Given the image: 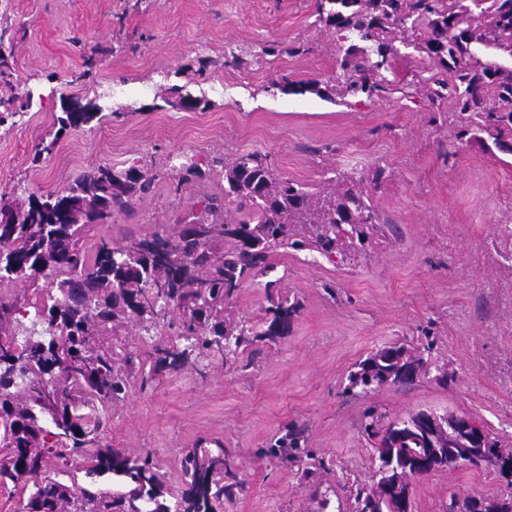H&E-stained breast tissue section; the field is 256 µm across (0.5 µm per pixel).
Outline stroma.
Returning <instances> with one entry per match:
<instances>
[{"label":"stroma","mask_w":512,"mask_h":512,"mask_svg":"<svg viewBox=\"0 0 512 512\" xmlns=\"http://www.w3.org/2000/svg\"><path fill=\"white\" fill-rule=\"evenodd\" d=\"M316 8L317 0H9L0 7L14 49L12 86L0 87V97H12L19 114L0 126V194L58 190L106 164L134 163L154 176L130 213L94 227L86 243L173 226L193 203L221 193L216 171L178 186L187 154L204 161L260 150L278 174L313 187L332 169L369 175L380 165L390 173L370 188L389 223L362 255L341 265L306 251L282 257V289L303 304L286 336L250 346L245 367L215 362L203 377L164 373L144 388L132 383L110 410L106 442L152 451L170 491L181 487L183 449L199 439L238 456L245 487L224 512H354L357 489L376 479L365 430L370 407L382 426L421 409L463 415L512 446V153L455 141L450 104L425 97V85L440 75L427 60L396 57L392 89L374 101L331 103L273 89L284 75L335 77L336 35ZM288 44L303 54L265 53ZM202 57L212 61L204 73ZM186 95L199 108H182ZM72 99L94 102L106 120L68 132L34 160ZM393 343L424 350L428 375L349 391L355 364ZM440 369L451 381L437 380ZM289 424L324 463L311 480L262 453ZM510 494L493 469L462 465L416 478L411 512Z\"/></svg>","instance_id":"1"}]
</instances>
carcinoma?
I'll return each instance as SVG.
<instances>
[{"instance_id": "obj_1", "label": "carcinoma", "mask_w": 512, "mask_h": 512, "mask_svg": "<svg viewBox=\"0 0 512 512\" xmlns=\"http://www.w3.org/2000/svg\"><path fill=\"white\" fill-rule=\"evenodd\" d=\"M318 21L335 30L339 42L335 82L290 80L273 87L284 95L335 100L336 86L354 97L386 92L395 40L410 45L448 77L434 81L429 99L451 101L460 119L455 138L512 151V68L481 61L477 47L512 58V0H318ZM102 120L93 103L70 101L56 117L55 139L36 147L33 161L51 153L70 130ZM209 167L224 172V202H199L188 221L172 232L130 236L117 245L104 237L87 247L86 228L110 224L130 212L148 192L152 177L136 165L101 166L78 174L65 188L31 194L24 201L0 196V488L19 492L20 512H224V502L242 491L243 462L203 445L183 451L182 486L166 487L154 457L128 453L103 441L108 408L125 400L132 380L145 387L161 373L189 367L201 375L205 360L244 353L257 341L288 334L300 301L281 295L274 257L289 251L316 253L345 262L386 223L366 190L363 176L337 172L317 190L278 175L268 154L254 150L229 159L214 156ZM178 185L205 176L185 157ZM261 280L268 302L259 321L228 313L240 288ZM23 284L35 302L4 289ZM179 319L169 318L170 310ZM138 325L147 336L161 326L175 329L152 341L143 357L128 351L122 330ZM423 358L403 346L381 349L350 373V388L368 392L415 381ZM381 435L377 481L357 491L356 512H402L386 482L412 479L468 465L499 470L512 448L485 444L475 457L465 417L449 415L434 431L413 415L374 431ZM302 433L286 428L265 454L294 463L314 459L302 447ZM430 448L448 452L420 469L417 458ZM83 458L87 476L112 475L116 491L89 480L80 484L54 460ZM482 512H512V500L486 497Z\"/></svg>"}]
</instances>
